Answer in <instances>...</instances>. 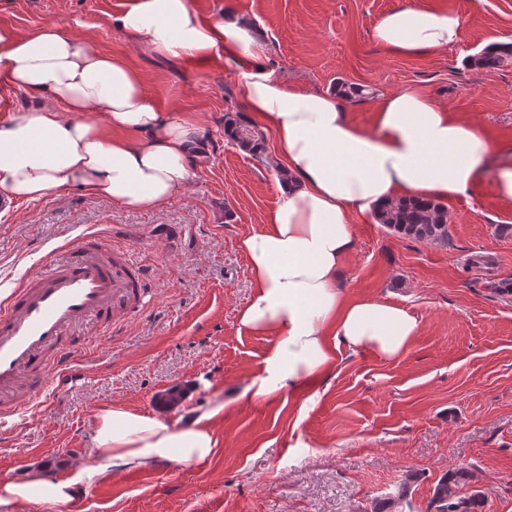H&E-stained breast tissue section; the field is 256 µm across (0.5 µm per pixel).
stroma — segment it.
Here are the masks:
<instances>
[{"label":"stroma","instance_id":"stroma-1","mask_svg":"<svg viewBox=\"0 0 512 512\" xmlns=\"http://www.w3.org/2000/svg\"><path fill=\"white\" fill-rule=\"evenodd\" d=\"M128 0H0V26L47 23L90 39L142 79L164 110L202 128L189 188L158 210H138L68 188L0 205V300L46 255L85 232L111 234L147 277L143 312L114 326L111 342L77 357L80 379L47 387L0 427V481L32 466L47 478L92 464L100 409L119 403L170 415L226 403L206 467L166 461L91 484L77 503L42 512H373L404 473L424 507L440 477L471 467L483 512H512V205L496 163L448 199L447 242L389 233L371 213L352 216L354 244L339 283L354 298L402 306L419 323L410 348L387 361L350 351L298 393L246 400L271 337L241 330L252 289L239 242L280 199L273 134L256 157L224 137V115L253 122L241 91L243 61L195 54L165 59L131 43L118 19ZM203 18L227 13L256 31L260 61L301 88L333 92L337 79L369 89L346 102L361 127L380 96L418 85L458 116L512 143V63L468 65L482 41L512 38V0H194ZM452 11L464 35L448 49L398 56L373 28L408 6Z\"/></svg>","mask_w":512,"mask_h":512}]
</instances>
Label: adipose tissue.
Listing matches in <instances>:
<instances>
[{"mask_svg":"<svg viewBox=\"0 0 512 512\" xmlns=\"http://www.w3.org/2000/svg\"><path fill=\"white\" fill-rule=\"evenodd\" d=\"M134 44L169 58L204 51L247 61L248 109L275 137L287 164L281 200L242 237L252 299L239 323L272 337L245 397L298 391L336 365L343 349L401 357L417 320L398 304L349 298L338 284L353 246L351 216L408 197L450 199L473 184L493 152H512L422 89L382 96L372 127L347 116L333 93L301 91L258 63L256 33L229 14L202 18L192 0H129L118 19ZM453 12L412 6L382 15L376 41L396 55L459 43ZM36 98L16 107L13 91ZM200 126L164 112L140 76L90 41L48 23L30 32L0 26V192L35 200L70 186L142 209H159L188 186ZM224 402L171 419L115 406L97 415L95 463L62 480L39 471L0 481V512H40L71 501L97 478L176 460L206 464Z\"/></svg>","mask_w":512,"mask_h":512,"instance_id":"adipose-tissue-1","label":"adipose tissue"}]
</instances>
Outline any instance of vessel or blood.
Returning a JSON list of instances; mask_svg holds the SVG:
<instances>
[{
  "label": "vessel or blood",
  "instance_id": "b4317fda",
  "mask_svg": "<svg viewBox=\"0 0 512 512\" xmlns=\"http://www.w3.org/2000/svg\"><path fill=\"white\" fill-rule=\"evenodd\" d=\"M147 293L139 267L93 232L55 249L44 269L13 287L0 303V417L16 414L54 379L73 384L81 347L108 336L114 322L141 312ZM95 325V336L74 341Z\"/></svg>",
  "mask_w": 512,
  "mask_h": 512
}]
</instances>
